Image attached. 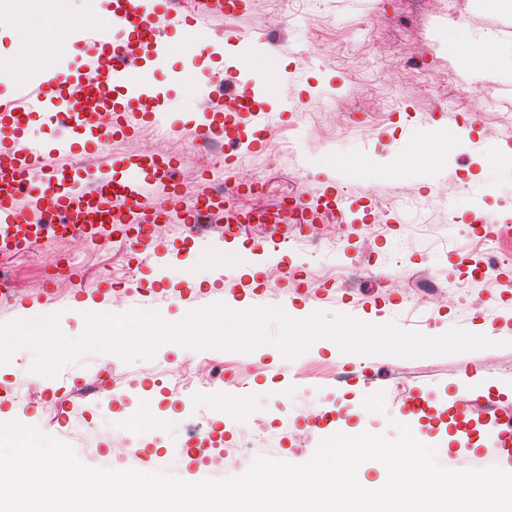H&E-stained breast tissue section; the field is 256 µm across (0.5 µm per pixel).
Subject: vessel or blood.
<instances>
[{"label": "vessel or blood", "instance_id": "obj_1", "mask_svg": "<svg viewBox=\"0 0 512 512\" xmlns=\"http://www.w3.org/2000/svg\"><path fill=\"white\" fill-rule=\"evenodd\" d=\"M241 11L242 0H198L188 16L171 14L166 0H114L111 9L93 21L73 25L75 38L92 45L78 69L58 66L39 78L19 80V92L0 94V125L22 133L31 113L39 111L80 129L88 145L101 147L107 144L112 128L92 96L101 88L118 86L136 121L175 132L165 92L137 75L130 62L141 59L154 45L162 27L178 30L187 47L194 41L198 19L235 16ZM112 29L131 32L132 37L112 41L108 36ZM268 84L267 71L255 63L232 72V91L225 94L223 103L203 106L204 118L196 127L198 138L218 136L225 124L244 118L247 101ZM55 151L63 157V164L37 166L33 163L36 151H17L14 142L0 139V249L27 250L37 239L58 236L63 229L89 238L115 230L138 247L150 239L153 224L195 225L224 207L223 198L209 194L183 203L184 192L171 179L174 162L167 157L145 155L121 161L106 154L92 176L77 161L70 144L58 143ZM29 193L39 203L34 220L19 206L21 195ZM488 424L497 447L512 446L511 412L494 413Z\"/></svg>", "mask_w": 512, "mask_h": 512}]
</instances>
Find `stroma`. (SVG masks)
Here are the masks:
<instances>
[{
	"label": "stroma",
	"mask_w": 512,
	"mask_h": 512,
	"mask_svg": "<svg viewBox=\"0 0 512 512\" xmlns=\"http://www.w3.org/2000/svg\"><path fill=\"white\" fill-rule=\"evenodd\" d=\"M246 10L233 18H211L196 28L197 46L184 53L179 35L160 34L168 48L165 65L149 59L137 63L139 72L164 91L178 130L168 135L170 156L194 147L198 164H179L174 178L189 190L210 188L207 172L223 166L239 142L255 141V124L226 127L221 137L202 143L193 135L202 118L196 97L185 91L181 79L192 73L208 82L217 71L241 68L231 47L217 49L214 36L227 29L240 31L257 55L270 54L272 83L255 106L265 129L277 145L263 153L258 174L261 192L240 197L244 209L276 210L291 195L309 206L331 192L341 193V210H320L322 224L344 225L345 242L337 251L300 244L301 231L285 227L296 239L291 250L275 245L260 224L242 225L232 242L223 239L224 219L216 217L186 239L183 225L173 227L168 239H153L145 252L146 267H135L129 241L99 234L88 240L75 266L83 281L104 282L108 295L69 286L49 292L45 260L61 251L54 239L40 240L23 254L0 256L14 292L0 295V323L39 315L60 314V327L70 336L81 333L84 313H128L154 310L168 323L182 319L189 298L222 302L244 310L278 305L290 316L304 318L316 311L351 315L361 320L396 323L438 337L459 327L491 340V347L451 355L403 359L390 355L341 353L332 341L321 339L289 361L272 346L249 353L194 350L175 343L161 345L149 358L124 362L112 353L91 354L66 365L53 378L32 373V354L18 350L11 362L0 365V423L18 421L71 446L86 465L141 472L160 470V451L193 449L192 458H171L175 476L197 482L243 475L250 458L263 456L295 465L307 463L321 440L341 433L354 436L389 430L390 422L407 425L423 444L435 447L440 466L460 470L492 466L512 472V456L494 452L484 419H463L453 404L465 395L485 401L489 410L512 409V293L501 292L497 281H512V166L493 164L494 156L512 153V105L477 117L463 106L432 98L422 86V75L404 90L390 93L378 79L380 72L401 61L402 43L417 44L439 80L464 88H480L501 97L512 84V0H451L449 10L438 11L434 0H246ZM282 13L285 22L275 31L262 26L268 12ZM464 31L461 41L448 40L449 28ZM11 26L0 25V93H10V72L18 63L36 70L43 66V39L30 33L26 55L14 50ZM484 54L483 68L468 65ZM354 111H367L369 133L336 130L334 116L325 109L334 101ZM307 111H296L299 103ZM442 136L443 162L431 170L417 164L413 148L428 133ZM32 146L50 152L54 144H74L87 168L100 162L72 127L34 115L24 131ZM362 167H355V159ZM461 183L453 202L434 200L441 183ZM383 217L389 228L374 236L362 227L364 210ZM496 223L500 234L486 248L476 225ZM503 261L495 280L473 295L450 289L458 280L489 260L491 252ZM270 266L280 269L281 281L270 286L261 277ZM345 271L346 285L318 280L325 269ZM302 272L304 287L292 281ZM134 278L135 290L114 305L112 290ZM399 287H389L390 278ZM448 294V306L423 321L409 301L429 290ZM215 363L219 375L207 385L185 391L167 388L171 369L188 368L201 359ZM101 373L112 399L100 401L78 393L77 386ZM30 385L38 403L19 401L10 389ZM420 399L425 411L403 412L405 401ZM70 407L64 427L53 425L60 404ZM333 413L331 426H311L302 415L305 405ZM468 422L469 441H460L456 425ZM223 433V445L235 447L241 431L256 433L253 448L242 455L212 461L214 448L204 442L213 430ZM122 456H115V449Z\"/></svg>",
	"instance_id": "stroma-1"
}]
</instances>
